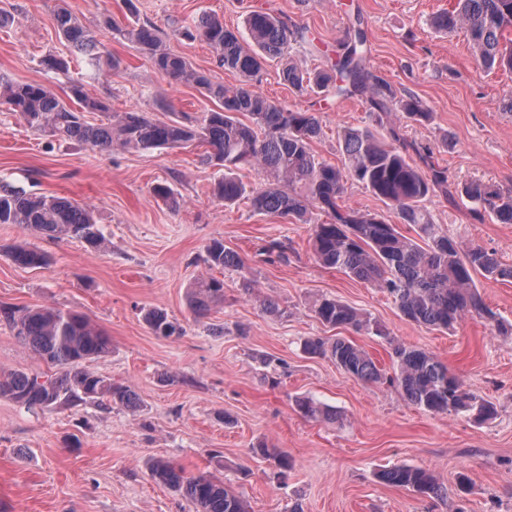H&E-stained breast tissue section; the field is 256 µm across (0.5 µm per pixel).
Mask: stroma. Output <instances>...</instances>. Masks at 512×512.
Wrapping results in <instances>:
<instances>
[{
    "label": "stroma",
    "mask_w": 512,
    "mask_h": 512,
    "mask_svg": "<svg viewBox=\"0 0 512 512\" xmlns=\"http://www.w3.org/2000/svg\"><path fill=\"white\" fill-rule=\"evenodd\" d=\"M455 0H138L139 17L167 33L170 50L212 81L233 87L240 77L220 67L203 41L172 34L201 13L243 31L247 15L263 10L308 30L290 58L311 71L335 57L349 20L360 15L367 37L364 62L397 98H417L431 113L401 128L409 148L447 169L448 191L429 204L443 233L465 250L479 245L512 266V224L478 218L459 201L465 184L512 189V71H486L464 32L434 31L430 18ZM66 7L101 40L119 70L72 62L68 74L45 68L66 52L54 16ZM10 21L0 26V79L39 82L62 90L82 78L91 97L111 111H135L176 121L211 109L194 86L163 77L130 44L112 39L104 19L124 21L122 0H0ZM268 62L260 91L275 103L317 113L319 158L340 164L337 133L371 124L364 96L333 99L295 94ZM202 145L130 152L97 151L28 129L0 106V186L67 196L93 207L110 241L95 251L75 239L35 238L18 224H0V303L56 306L84 315L111 339L110 353L90 362L99 375L135 390L136 409L88 402L31 413L0 398V512H193L179 493L155 484L153 461L223 480L248 512H512V283L477 278L490 323L465 317L444 333L408 320L375 286L322 267L312 255L311 224L254 212L247 202L213 198L217 168L202 165ZM170 186L179 207L152 194ZM222 240L241 267L210 268L206 248ZM284 243V255L269 252ZM36 244L51 262L15 264L16 244ZM224 282V298L203 316L186 292L197 279ZM336 297L377 321L374 336L323 325L312 306ZM278 314L267 313L264 301ZM160 307L185 333L166 338L142 319ZM310 336L345 337L373 358L384 377L354 379L326 356L304 353ZM425 350L459 374L497 412L477 422L429 413L393 385L392 343ZM0 323V375L51 372ZM309 396L332 417L309 418L295 399ZM285 451L294 467L277 478L259 443ZM405 464L432 471L448 489L430 499L381 482L378 471Z\"/></svg>",
    "instance_id": "35a3bbf8"
}]
</instances>
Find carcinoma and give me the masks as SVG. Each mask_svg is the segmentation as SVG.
<instances>
[{"mask_svg": "<svg viewBox=\"0 0 512 512\" xmlns=\"http://www.w3.org/2000/svg\"><path fill=\"white\" fill-rule=\"evenodd\" d=\"M133 20L125 25L106 22L112 38L135 46L155 69L175 81L190 83L216 103V108L182 121H159L139 112H115L100 123H90L87 112H107L101 100L89 97L80 80H70L64 95L37 82H0V103L18 115L30 129L59 140L76 141L93 149L107 150L117 141L134 151L181 147L190 142L207 146L200 163L224 169L214 183L213 196L232 206L247 199L253 210L268 216L302 220L312 209L330 221L311 228L313 253L324 267L368 282L393 298L409 320L439 331L453 329L466 316L495 320L483 302L473 275L486 280H512V267L496 254L474 246L460 255L454 242L434 224L428 203L436 191L448 193V175L434 166L423 171L407 156V144L396 123L386 134L368 127H345L338 132L342 165L318 158L313 144L322 135L314 112L277 104L257 88L263 63L284 60L291 44L304 39V31L293 29L278 17L251 12L245 33L224 27V20L203 13L192 24L173 30L185 40L202 38L216 54L219 64L242 76L232 89L215 83L197 71L166 45L167 35L155 25L137 19L134 0H124ZM55 25L71 55L99 69L104 45L81 20L66 8L55 14ZM360 19L348 27L346 40L336 59L313 72L290 65L282 78L297 94L311 89L338 97L364 95L369 109L415 123L430 113L415 98L396 99L387 83L372 78L363 65L367 52ZM431 26L445 34L466 33L470 48L488 69L512 71V41L504 43V32L512 29V0H457L455 7L434 16ZM251 168L262 182L249 188L238 171ZM356 183L381 200L397 222L383 215L347 209L340 205L348 184ZM460 201L480 216L487 214L499 224H512V190L483 182L462 188ZM0 224H19L38 237L51 240L78 238L96 250L108 246L94 209L74 199L27 191L20 187L0 189ZM417 229L418 239L398 231V225ZM14 263L42 267L48 255L36 247L17 246L10 252ZM211 267H238L236 251L215 240L207 247ZM224 299V281L206 278L195 283L188 297L189 309L205 314L211 304ZM316 317L325 325L350 327L357 332L380 335L378 325L351 306L331 297L315 304ZM143 319L158 336H181L184 329L162 308H149ZM0 322L34 354L56 368L53 374L14 372L0 378V398L28 411L73 407L88 401L139 404L130 387L114 384L88 370L85 363L106 355L111 339L80 313L49 306L1 304ZM311 355H324L346 374L375 382L382 377L372 358L345 337L329 342L312 337L304 342ZM394 378L405 398L431 413L471 415L486 420L494 405L465 388L464 382L433 355L413 347L393 348ZM305 416L332 415L308 397L296 399ZM158 485L171 488L189 500L195 512H247L245 501L208 475H191L168 461H156L150 470ZM387 485L408 488L424 497H439L445 489L427 469L394 465L380 473Z\"/></svg>", "mask_w": 512, "mask_h": 512, "instance_id": "1", "label": "carcinoma"}]
</instances>
